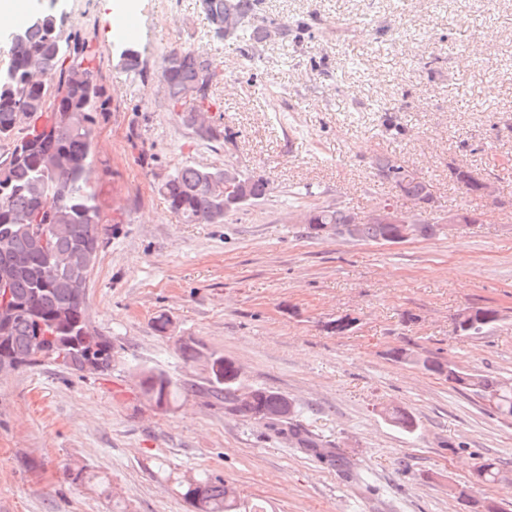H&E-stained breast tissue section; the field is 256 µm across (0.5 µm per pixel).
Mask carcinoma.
Wrapping results in <instances>:
<instances>
[{"mask_svg": "<svg viewBox=\"0 0 512 512\" xmlns=\"http://www.w3.org/2000/svg\"><path fill=\"white\" fill-rule=\"evenodd\" d=\"M197 7L208 32L218 41L259 42L272 34L288 37L286 24H254V0H197ZM17 32L21 38L8 39L9 61L0 68V141L11 145L8 159L0 162V271L15 257L22 258L24 264L12 274L16 312L7 340L0 342V356L12 359L19 368L47 361L76 373L102 374L112 370V340L97 331L87 334L92 328L87 295H74L73 283L80 278L88 280L97 262V252L92 260L86 259V245H105L97 194L86 181L97 113L105 111L103 88L84 45L64 35L63 22L55 14L35 12ZM69 57L77 62L67 67ZM219 77L215 63L188 51L174 50L164 58L161 80L168 105L183 123H188L183 110L187 98L196 101L198 111H205ZM24 120L28 127L21 132ZM373 168L415 205L433 197L428 181L402 163L392 164L389 155L376 157ZM214 175L220 171L186 164L170 173L158 190L183 223L213 224L224 219L218 195L203 186ZM244 180L249 203L267 196V182L262 177L247 175ZM450 180L465 193L479 195V178L470 170L464 169ZM35 210L39 211L38 225L47 230L45 248L36 246L14 221V216ZM309 211L311 220L304 227L308 237L318 236L316 229L321 225L354 241L386 243L394 232L386 224H359L351 231L347 225L353 212L343 207L314 204ZM62 311L69 316L59 321L57 315ZM213 361L205 390L224 404V410L266 425L282 413L288 414L282 421L287 425L298 413L293 400L268 388L255 389L250 404L238 405L236 392L241 382L234 361L223 356H215ZM422 366L459 384L448 373L449 364L435 357L424 358ZM183 389L184 385L167 374L153 370L144 371L140 381L141 393L152 396L159 406L175 403ZM385 417L409 434L418 429L416 419L401 408L387 409ZM288 433L302 447L348 471L352 479L359 478L346 458L317 451L321 444L302 429L290 427ZM183 498L189 512H265L264 506L233 495L226 481L210 475L195 479L193 487L184 486Z\"/></svg>", "mask_w": 512, "mask_h": 512, "instance_id": "1", "label": "carcinoma"}]
</instances>
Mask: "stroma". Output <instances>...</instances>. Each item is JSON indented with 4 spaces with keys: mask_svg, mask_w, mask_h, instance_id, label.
Masks as SVG:
<instances>
[{
    "mask_svg": "<svg viewBox=\"0 0 512 512\" xmlns=\"http://www.w3.org/2000/svg\"><path fill=\"white\" fill-rule=\"evenodd\" d=\"M61 15L98 69L87 177L110 220L90 275V320L110 336L112 371L53 363L0 377V512H187L185 476L214 474L268 512H512V418L470 390L401 362L408 348L512 380V0H257V19L302 29L249 46L212 38L196 0H37ZM132 13L136 39L115 36ZM140 53L136 70L121 62ZM218 64L208 120L184 126L160 83L164 57ZM394 155L433 186L440 210L476 218L398 244L306 237L310 205L362 213L397 199L371 161ZM495 182L468 195L449 162ZM266 179L264 201L217 224H184L158 192L184 164ZM498 309L486 333L458 313ZM168 315L172 330L155 331ZM353 318L343 333L330 325ZM228 357L247 387L287 395L295 425L346 457L356 483L287 435L225 413L181 344ZM189 383L174 405L146 400L136 370ZM411 412L407 434L383 409ZM491 459L494 484H476Z\"/></svg>",
    "mask_w": 512,
    "mask_h": 512,
    "instance_id": "stroma-1",
    "label": "stroma"
}]
</instances>
